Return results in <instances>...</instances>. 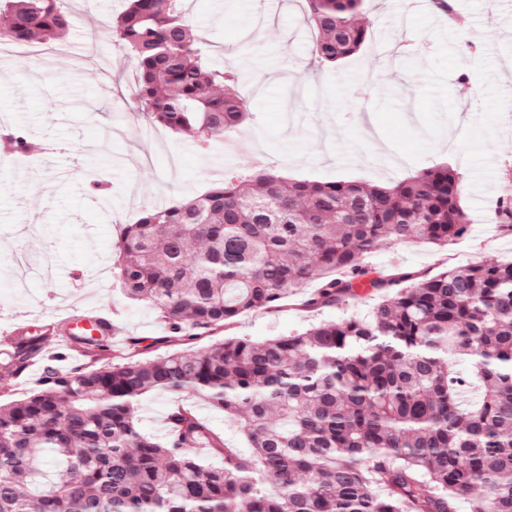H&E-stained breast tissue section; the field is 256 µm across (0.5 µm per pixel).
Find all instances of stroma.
Segmentation results:
<instances>
[{
	"label": "stroma",
	"instance_id": "1",
	"mask_svg": "<svg viewBox=\"0 0 512 512\" xmlns=\"http://www.w3.org/2000/svg\"><path fill=\"white\" fill-rule=\"evenodd\" d=\"M366 0L365 47L313 73L305 0L279 14L259 0H186L199 45L217 67L242 76L252 100L238 134L200 147L148 128L130 108L136 64L105 30L122 0H66L72 29L63 39L0 44V114L11 127L52 144L54 159L0 172V338L33 318L69 312L112 319L110 362L182 349L149 306L127 300L111 272L79 280L98 257L115 260L124 225L142 210L204 192L228 166L273 169L289 179L362 178L390 183L441 162L462 177L469 235L448 249L386 243L365 256L371 275L435 273L475 262L511 261L512 233L491 223L512 181V0H452L456 31L428 0ZM366 295L312 310L293 301L238 317L192 339L203 350L225 338L262 341L324 320L367 315ZM137 346H129V339Z\"/></svg>",
	"mask_w": 512,
	"mask_h": 512
}]
</instances>
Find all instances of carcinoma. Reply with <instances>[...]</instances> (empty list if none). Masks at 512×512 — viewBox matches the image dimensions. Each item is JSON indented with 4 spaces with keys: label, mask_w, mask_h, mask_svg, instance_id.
<instances>
[{
    "label": "carcinoma",
    "mask_w": 512,
    "mask_h": 512,
    "mask_svg": "<svg viewBox=\"0 0 512 512\" xmlns=\"http://www.w3.org/2000/svg\"><path fill=\"white\" fill-rule=\"evenodd\" d=\"M184 0H125L108 34L137 62L136 109L208 141L243 126L239 75L196 45ZM364 0H307L313 59L332 65L366 43ZM65 0H0V42L70 30ZM8 148L39 146L19 129ZM512 230V190L498 211ZM460 176L439 165L390 184L289 181L231 173L205 193L145 210L124 227L116 277L181 341L280 304L312 281L311 308L363 294L366 317L325 321L263 342L59 367L45 336H20L5 369L37 386L0 403V512H512V261L416 277H369L384 242L445 249L465 238ZM89 357L109 337L79 340ZM192 394L238 423L251 452L228 444L179 401L167 433L141 432L149 393ZM213 459L210 464L206 459ZM57 481H47V466Z\"/></svg>",
    "instance_id": "carcinoma-1"
}]
</instances>
